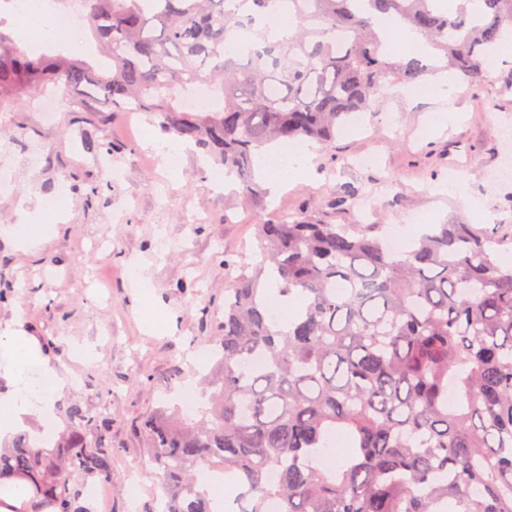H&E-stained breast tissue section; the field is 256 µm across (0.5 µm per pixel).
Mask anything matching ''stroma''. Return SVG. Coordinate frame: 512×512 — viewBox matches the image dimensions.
I'll list each match as a JSON object with an SVG mask.
<instances>
[{
	"label": "stroma",
	"instance_id": "stroma-1",
	"mask_svg": "<svg viewBox=\"0 0 512 512\" xmlns=\"http://www.w3.org/2000/svg\"><path fill=\"white\" fill-rule=\"evenodd\" d=\"M511 75L512 61L486 69L464 87L457 118L440 124L444 102L401 92L316 145L306 175L258 203L216 187V166L158 119L80 112L61 89L0 104V227H54L29 250L0 236V329L20 324L74 379L57 416L76 404L106 418L112 484L92 512H154L161 472L139 425L192 380L198 352L220 335L230 262L262 260L258 218L357 224L356 208L336 204L357 190L374 200L369 221L382 232L409 234L419 215L493 228L498 257L512 260V179L490 181L512 139V91L502 89ZM452 169L464 198L446 192ZM51 199L60 206L50 212ZM150 315L160 328H146ZM137 372L146 386H131Z\"/></svg>",
	"mask_w": 512,
	"mask_h": 512
}]
</instances>
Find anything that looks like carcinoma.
Wrapping results in <instances>:
<instances>
[{
    "mask_svg": "<svg viewBox=\"0 0 512 512\" xmlns=\"http://www.w3.org/2000/svg\"><path fill=\"white\" fill-rule=\"evenodd\" d=\"M295 20L277 36L270 5ZM101 55L33 56L0 29V103L60 83L81 112H144L195 140L250 199L263 147L328 142L395 85L429 66L391 53L375 29L395 16L473 81L512 35V0H77ZM215 86L222 102L184 110L174 92ZM268 269L237 266L224 289L221 356L195 421L162 407L142 424L162 471L164 512H217L196 472L218 457L233 512H512V269L493 232L434 224L395 254L368 224L259 220ZM302 298L277 328L269 286ZM261 355L262 367L247 361ZM54 449L18 438L0 453V508L91 512L85 481H112L106 423L67 409ZM94 428V441L86 430ZM344 436L349 453L318 464ZM278 472L276 481L268 472Z\"/></svg>",
    "mask_w": 512,
    "mask_h": 512,
    "instance_id": "carcinoma-1",
    "label": "carcinoma"
}]
</instances>
